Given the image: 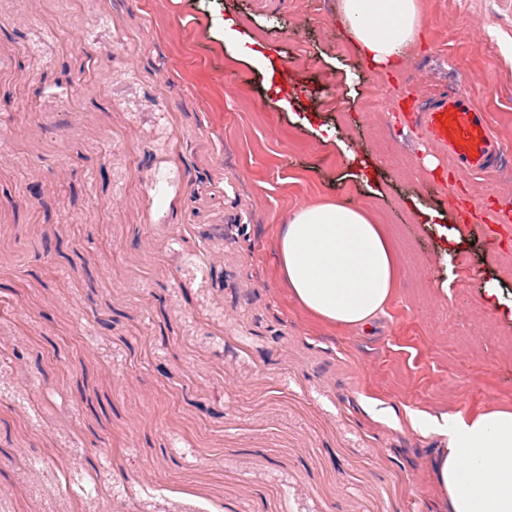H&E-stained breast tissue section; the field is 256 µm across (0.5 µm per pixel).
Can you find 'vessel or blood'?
<instances>
[{
  "label": "vessel or blood",
  "mask_w": 512,
  "mask_h": 512,
  "mask_svg": "<svg viewBox=\"0 0 512 512\" xmlns=\"http://www.w3.org/2000/svg\"><path fill=\"white\" fill-rule=\"evenodd\" d=\"M417 121L465 170L486 172L500 151L483 113L462 92L443 94L432 107L418 114Z\"/></svg>",
  "instance_id": "b4317fda"
}]
</instances>
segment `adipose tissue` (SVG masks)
<instances>
[{
    "mask_svg": "<svg viewBox=\"0 0 512 512\" xmlns=\"http://www.w3.org/2000/svg\"><path fill=\"white\" fill-rule=\"evenodd\" d=\"M348 40L375 64H389L421 32L418 0H339ZM281 269L294 298L319 319L361 327L383 313L398 258L366 208L339 201L305 206L281 238ZM443 440L435 476L451 512H512V407L459 412L421 422Z\"/></svg>",
    "mask_w": 512,
    "mask_h": 512,
    "instance_id": "1",
    "label": "adipose tissue"
}]
</instances>
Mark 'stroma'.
Listing matches in <instances>:
<instances>
[{"label": "stroma", "instance_id": "1", "mask_svg": "<svg viewBox=\"0 0 512 512\" xmlns=\"http://www.w3.org/2000/svg\"><path fill=\"white\" fill-rule=\"evenodd\" d=\"M419 4L417 44L375 67L337 0H0V512H448L413 419L512 406V223L457 220L512 211V0ZM455 90L502 146L489 172L414 122ZM336 200L400 256L360 330L279 269L289 215ZM239 28L241 29L240 25L233 20L224 22L225 34L229 40V50L234 56L244 57L271 74V60L263 51L265 49L251 35L242 32Z\"/></svg>", "mask_w": 512, "mask_h": 512}]
</instances>
